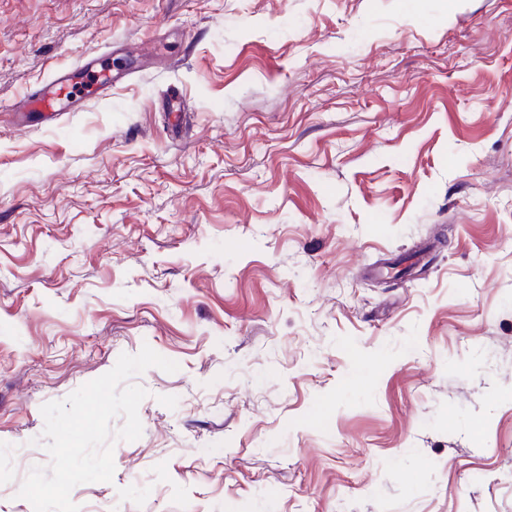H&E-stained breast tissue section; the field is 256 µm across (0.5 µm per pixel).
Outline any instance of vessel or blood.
I'll return each mask as SVG.
<instances>
[{
	"mask_svg": "<svg viewBox=\"0 0 512 512\" xmlns=\"http://www.w3.org/2000/svg\"><path fill=\"white\" fill-rule=\"evenodd\" d=\"M84 76L86 85L104 95L112 90V76L106 71L95 70L93 62L87 61L76 67H58L49 81L30 86L15 103L13 111L20 121H28L30 114L40 116L44 125L54 124L63 112L80 111L85 101L74 92V79Z\"/></svg>",
	"mask_w": 512,
	"mask_h": 512,
	"instance_id": "1",
	"label": "vessel or blood"
}]
</instances>
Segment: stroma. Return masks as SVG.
<instances>
[{"mask_svg":"<svg viewBox=\"0 0 512 512\" xmlns=\"http://www.w3.org/2000/svg\"><path fill=\"white\" fill-rule=\"evenodd\" d=\"M145 345L81 512H512V0H0V512ZM94 60L84 61L76 67H57L52 71L47 82L30 86L15 103L11 112L26 123H31L30 113L40 115V124L52 125L61 112L80 111L85 104L84 96L74 93L75 74L84 75V84L96 91V96H102L112 90V75L105 70L93 69Z\"/></svg>","mask_w":512,"mask_h":512,"instance_id":"obj_1","label":"stroma"}]
</instances>
